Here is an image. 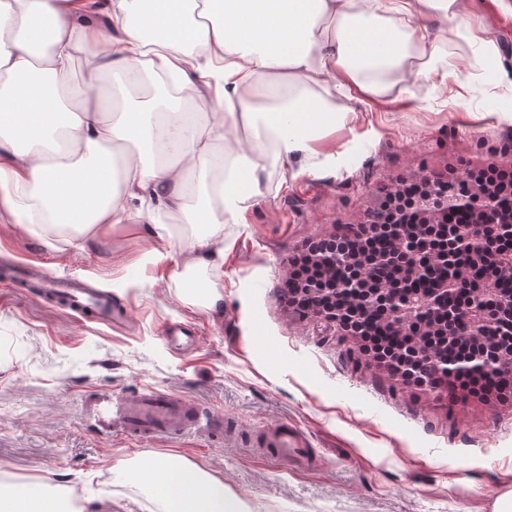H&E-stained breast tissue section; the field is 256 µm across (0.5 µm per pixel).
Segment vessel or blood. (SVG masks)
I'll return each instance as SVG.
<instances>
[{
    "mask_svg": "<svg viewBox=\"0 0 512 512\" xmlns=\"http://www.w3.org/2000/svg\"><path fill=\"white\" fill-rule=\"evenodd\" d=\"M42 288L55 291L67 302L72 312L85 315L92 311L97 323L112 326L124 317L113 311L109 298L81 287L69 279L43 277ZM85 420L100 434H120L135 438H152L171 434H204L217 432L222 421L207 408L182 398L148 392L137 395L98 393L84 409ZM261 445L269 455L300 467L307 462L306 442L295 425L283 424L268 430Z\"/></svg>",
    "mask_w": 512,
    "mask_h": 512,
    "instance_id": "b4317fda",
    "label": "vessel or blood"
}]
</instances>
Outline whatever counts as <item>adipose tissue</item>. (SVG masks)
<instances>
[{
  "label": "adipose tissue",
  "mask_w": 512,
  "mask_h": 512,
  "mask_svg": "<svg viewBox=\"0 0 512 512\" xmlns=\"http://www.w3.org/2000/svg\"><path fill=\"white\" fill-rule=\"evenodd\" d=\"M83 2L0 0V204L15 223L81 235L146 225L157 260L184 253L173 277L210 311L224 300V227L263 198L265 143L315 173L337 162L318 143L354 104L387 100L409 45L434 52L451 33L497 54L470 36L464 0H100L105 31ZM78 52L90 78L76 101L64 78ZM160 71L196 87L197 111L159 91L114 108L99 96L104 76L137 87ZM173 212L194 228L186 240ZM115 469L164 492L166 512H246L185 459Z\"/></svg>",
  "instance_id": "adipose-tissue-1"
}]
</instances>
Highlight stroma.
Listing matches in <instances>:
<instances>
[{"instance_id":"stroma-1","label":"stroma","mask_w":512,"mask_h":512,"mask_svg":"<svg viewBox=\"0 0 512 512\" xmlns=\"http://www.w3.org/2000/svg\"><path fill=\"white\" fill-rule=\"evenodd\" d=\"M472 34L491 37L493 66L475 69L466 42L449 38L437 68L447 88L408 79L395 101L337 128L323 150L339 167L303 173L304 158L267 157L265 200L224 227V303H191L172 262L152 259L146 228L51 238L0 217V262L32 263L111 293L126 321L106 326L26 288H0V475L40 481L79 508L111 497L112 512H164L158 491L112 467L142 455L186 459L220 479L248 512H495L512 494V400L484 401L409 385L368 359L352 363L339 337L289 309L291 260L308 240L344 233L396 180L512 164V13L468 0ZM472 84L452 100L458 82ZM195 341L171 349L169 323ZM103 390L168 393L211 409L220 436L105 437L84 423L85 401ZM309 444V467L263 455L255 440L280 422Z\"/></svg>"}]
</instances>
